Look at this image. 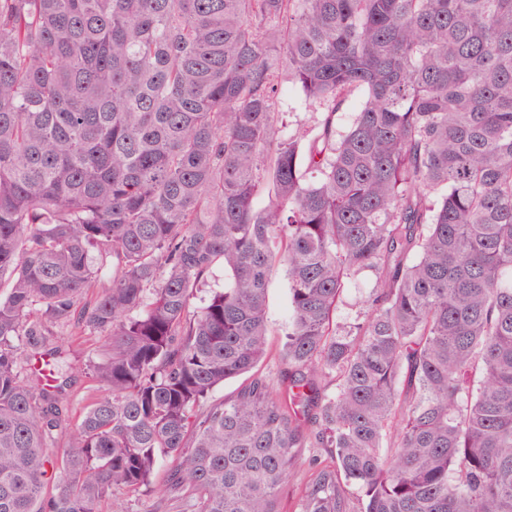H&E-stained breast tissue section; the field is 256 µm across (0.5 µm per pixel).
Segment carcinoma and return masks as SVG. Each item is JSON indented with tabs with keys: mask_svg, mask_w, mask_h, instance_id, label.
Masks as SVG:
<instances>
[{
	"mask_svg": "<svg viewBox=\"0 0 512 512\" xmlns=\"http://www.w3.org/2000/svg\"><path fill=\"white\" fill-rule=\"evenodd\" d=\"M0 285V512H512V0H0ZM279 105L283 112H287L285 135H292L298 125L313 127L319 118V113L313 112L300 91L288 80L283 83ZM288 297V278L283 269L278 270L272 277L268 288L267 320L271 330L270 342L273 353L278 351L283 332L290 320ZM372 278L370 273H364L351 281L344 292L343 303L340 304L337 312V321L341 324H349L362 312L361 301L367 295L369 282ZM56 344L58 352L54 363L59 367L64 380L63 388L70 402L69 417L63 425L59 438L64 442L81 420L84 408L92 394V382L85 374L91 361H97V352L102 338L91 334L62 336ZM65 381L67 382L65 384ZM296 477L288 483L282 495L284 512H294V504L308 477V462L301 460L296 467Z\"/></svg>",
	"mask_w": 512,
	"mask_h": 512,
	"instance_id": "obj_1",
	"label": "carcinoma"
}]
</instances>
